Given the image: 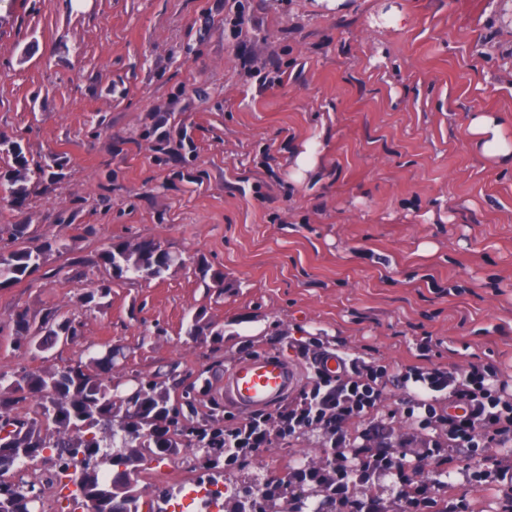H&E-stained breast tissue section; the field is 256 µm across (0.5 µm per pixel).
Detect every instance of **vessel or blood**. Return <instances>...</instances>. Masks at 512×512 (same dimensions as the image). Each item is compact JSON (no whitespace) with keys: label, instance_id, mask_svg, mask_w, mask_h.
<instances>
[{"label":"vessel or blood","instance_id":"1","mask_svg":"<svg viewBox=\"0 0 512 512\" xmlns=\"http://www.w3.org/2000/svg\"><path fill=\"white\" fill-rule=\"evenodd\" d=\"M302 381L297 364L264 353L234 360L224 373V403L243 412L273 409Z\"/></svg>","mask_w":512,"mask_h":512}]
</instances>
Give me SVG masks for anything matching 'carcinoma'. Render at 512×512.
<instances>
[{
    "label": "carcinoma",
    "instance_id": "obj_1",
    "mask_svg": "<svg viewBox=\"0 0 512 512\" xmlns=\"http://www.w3.org/2000/svg\"><path fill=\"white\" fill-rule=\"evenodd\" d=\"M0 200L13 208L25 207L30 195L31 175L39 179L59 177L55 169L64 166L61 158L53 159L33 172L21 148L8 141L0 143ZM29 224H0V288H8L33 274L43 262L51 244L29 245ZM99 264L117 277L132 274L141 279L163 277L168 271L184 266L182 257L153 240L109 242L99 253ZM17 341L41 353L53 349L61 336H78L75 320L56 311L47 313L39 326L31 324L28 314L19 310L13 318ZM189 336H213L223 339L199 310L187 328ZM117 353L110 349L95 353L87 362L47 371H23L19 374L0 371V512H29V486L17 482L1 491L3 475L14 471L18 457L25 454L35 461L50 453L57 460L55 470L47 472L53 480L65 474L75 488L79 503L97 502V512H168L163 505L176 497L167 487L139 486L141 474L151 462L177 457L181 449L199 453L195 467L206 472L203 482L216 481L238 468L251 456V449L238 448L232 458H224L231 446L224 433V407L210 408L207 422L195 421L197 398L187 391L176 392L181 383L175 368L152 377L139 378L136 392L121 394L112 378ZM40 399L39 419H12L15 406L29 397ZM12 426L4 430L5 425ZM79 451L99 461L94 472L86 469ZM235 495L225 497L224 512H236L233 500L246 489L252 491L244 502L249 512H267L270 500L284 499L293 491L281 486H253L252 480L233 482Z\"/></svg>",
    "mask_w": 512,
    "mask_h": 512
}]
</instances>
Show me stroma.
Returning a JSON list of instances; mask_svg holds the SVG:
<instances>
[{
    "label": "stroma",
    "instance_id": "1",
    "mask_svg": "<svg viewBox=\"0 0 512 512\" xmlns=\"http://www.w3.org/2000/svg\"><path fill=\"white\" fill-rule=\"evenodd\" d=\"M394 9L404 20L390 26ZM480 112L512 122V10L497 0H345L338 12L317 0H15L0 9V140L30 166L50 153L66 166L32 183L22 211L0 202V224L55 245L0 290V371L112 347L123 376L208 373L203 414L235 359L271 352L308 373L320 341L385 369L382 411L343 433L423 461L429 443L402 410L432 392L403 371L512 377V172L472 151ZM152 126L191 136L194 152L157 153ZM309 140L319 161L300 184L291 164ZM123 238L186 265L110 278L98 254ZM203 261L225 289L206 287ZM105 279L111 295L84 304ZM20 309L35 325L62 312L81 334L44 356L14 346ZM199 309L223 341L186 335ZM329 447L307 429L260 448L248 472L274 478L270 461ZM453 455L437 493L448 512H503L498 489L469 473L512 466V446Z\"/></svg>",
    "mask_w": 512,
    "mask_h": 512
}]
</instances>
